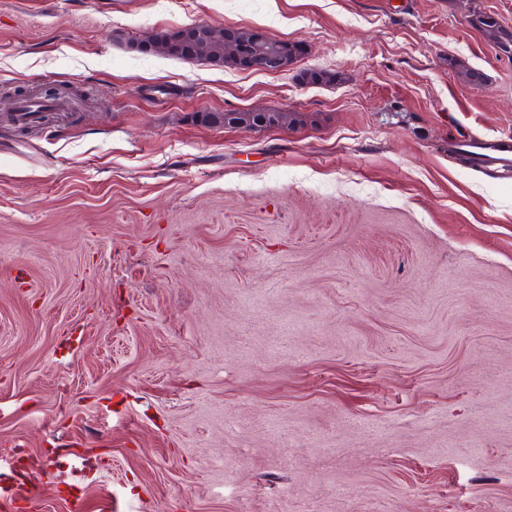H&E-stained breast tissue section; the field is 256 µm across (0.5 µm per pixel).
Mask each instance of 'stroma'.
Here are the masks:
<instances>
[{
	"mask_svg": "<svg viewBox=\"0 0 512 512\" xmlns=\"http://www.w3.org/2000/svg\"><path fill=\"white\" fill-rule=\"evenodd\" d=\"M193 25L302 54L138 47ZM507 33L512 0H0V472L92 452L83 512H512V176L454 149L512 136ZM250 107L303 120L211 118ZM224 57L237 60L244 70H259L278 73L285 71L280 58L267 50L271 45L279 46L292 52L295 60L299 55V46L288 41L279 40L266 33L253 31L249 40L239 38L238 29L224 27ZM282 113L287 112H271L252 108L226 111L223 114V122L225 126L252 131L267 127L284 126V123L279 119Z\"/></svg>",
	"mask_w": 512,
	"mask_h": 512,
	"instance_id": "1",
	"label": "stroma"
}]
</instances>
